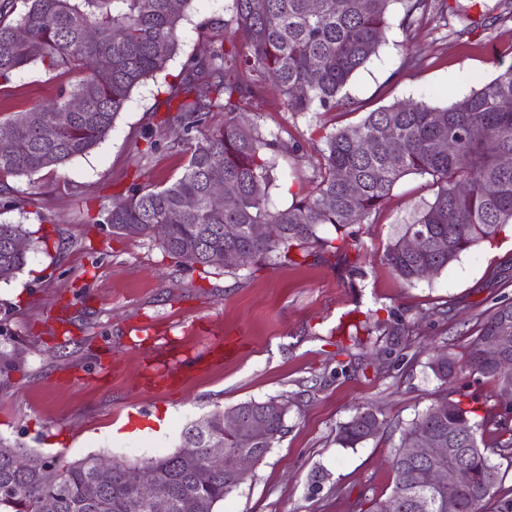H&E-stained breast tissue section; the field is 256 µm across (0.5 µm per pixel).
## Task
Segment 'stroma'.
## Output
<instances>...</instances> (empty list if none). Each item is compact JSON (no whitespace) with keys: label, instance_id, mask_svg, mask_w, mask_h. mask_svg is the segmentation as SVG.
<instances>
[{"label":"stroma","instance_id":"35a3bbf8","mask_svg":"<svg viewBox=\"0 0 512 512\" xmlns=\"http://www.w3.org/2000/svg\"><path fill=\"white\" fill-rule=\"evenodd\" d=\"M451 9L402 30V5L376 56L345 88L347 112H289L267 85L249 99L248 116L283 149L269 186L274 206L312 187L321 138L367 112L409 100L444 106L512 64V15L504 0H449ZM232 0H193L182 24L173 77L190 57L232 38ZM77 74L23 69L0 89V115L57 97ZM162 82L132 94L108 137L89 154L32 177L7 178L26 192L28 212L0 210V222L48 238L27 265L0 282V350L16 363L0 372V439L74 461L89 454L129 464L175 451L183 428L239 402L288 400L287 431L217 512H358L362 501L389 500L392 429L354 448L336 432L358 406L380 419L410 421L441 389L429 367L438 349L464 356L486 313L512 302V231L481 244L437 275L407 285L384 259L389 241L437 187L410 174L366 223L350 227L352 249L330 265L201 271L176 263L150 238L116 237L102 223L112 197L133 182L158 186L180 175L183 149L168 148ZM157 139L146 148L145 133ZM47 217L38 223L37 214ZM360 261L362 275L349 273ZM374 314L402 319L406 345L374 332L338 353L342 328ZM174 346L181 373L161 380L158 351ZM168 416L157 435L118 433L129 421Z\"/></svg>","mask_w":512,"mask_h":512}]
</instances>
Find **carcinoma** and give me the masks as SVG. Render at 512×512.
I'll return each mask as SVG.
<instances>
[{
	"label": "carcinoma",
	"mask_w": 512,
	"mask_h": 512,
	"mask_svg": "<svg viewBox=\"0 0 512 512\" xmlns=\"http://www.w3.org/2000/svg\"><path fill=\"white\" fill-rule=\"evenodd\" d=\"M192 0H0V87L22 69L42 64L51 71L75 72L79 82L58 98L22 112L0 117V183L7 177H30L63 165L96 148L112 131L131 94L147 79L165 71L179 49V30ZM236 45L212 46L191 59L193 74L169 85L165 100L170 115L163 124L172 144L187 148L184 171L162 187L134 184L113 196L103 222L112 234L149 236L171 258L190 268H228L224 251L234 250L240 265L282 264L321 258L329 263L347 254L346 229L363 224L409 174L429 175L438 186L402 233L390 242L385 260L399 279L411 285L422 270L440 272L481 242L495 239L512 224V64L470 94L445 107L410 102L382 107L355 125L323 136L313 188L284 209L269 198L271 173L280 143L267 138L243 112L260 85H273L290 112H334L349 105L343 90L352 75L377 53L389 29L390 6L397 0H232ZM400 27L410 29L436 12L438 0H405ZM24 30L23 38L16 37ZM80 110L70 108L72 100ZM224 112V127L206 130L209 114ZM480 130L474 137L471 130ZM224 168L222 208L209 202V171ZM348 178H341V173ZM192 200L189 207L186 202ZM232 232L224 233V225ZM254 224L267 235L254 237ZM330 226L336 237H325ZM418 234V251L405 240ZM30 242L21 224H0V282H8L25 266L29 250L14 242ZM512 335V308L500 303L478 326L463 364L452 353H440L429 364L442 383L468 374L497 387L504 376L482 359L484 340ZM465 386L439 394L411 421L399 425L400 444L390 460L394 474L392 499L403 512H444L448 497L460 512H484L499 482L491 456L512 458V420L484 409ZM276 399L246 400L231 410L266 412L263 453L282 437L288 411ZM226 448H250L239 436L224 435V412L204 418ZM384 422L371 406H361L339 426L336 441L354 448L376 437ZM491 436L487 444L478 434ZM432 438L438 448H458L474 474L470 485L427 488L416 476L417 465L399 459L401 449ZM195 448L186 456L182 449ZM206 439L187 426L181 449L147 461L168 480L176 501L195 499L198 512H216L231 492L232 477L207 464ZM29 458L20 469L17 462ZM103 458L88 455L75 461L43 457L0 440V512H144L128 473L134 466L112 461V480L88 488Z\"/></svg>",
	"instance_id": "obj_1"
}]
</instances>
